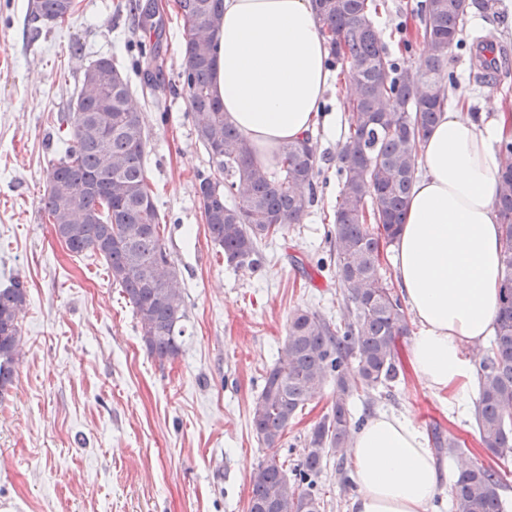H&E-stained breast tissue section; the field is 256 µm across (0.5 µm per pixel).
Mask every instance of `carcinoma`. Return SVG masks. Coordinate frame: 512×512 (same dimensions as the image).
<instances>
[{"label": "carcinoma", "instance_id": "1", "mask_svg": "<svg viewBox=\"0 0 512 512\" xmlns=\"http://www.w3.org/2000/svg\"><path fill=\"white\" fill-rule=\"evenodd\" d=\"M496 0H423L420 4L424 69L414 71L391 60L373 25V0H312L333 64L347 72L349 134L336 154L342 184L333 225L326 236L336 256V288L345 310L333 321L317 311L297 309L278 359L267 370L251 408L258 441L273 449L288 425L327 384L333 386L330 411L313 425L304 460L292 471L276 455L251 473L248 512H323L317 479L330 455L348 447L364 417L352 404L366 405L400 374L397 337L410 332L399 296L383 274L382 256L404 224L419 171L420 144L437 124L448 100L444 70L448 52L469 15L486 14ZM71 0H32L28 21L63 22ZM186 30L180 73L196 136L208 156V170L197 175L201 217L214 246L233 268L257 272L265 259L263 240L303 217L317 201L320 157L312 137L280 146L273 167L254 161L244 135L224 118L216 94V33L224 0H176ZM138 29L153 34L140 45L137 72L150 95L162 85L157 48L165 25L145 17L144 4L129 0ZM494 44L471 51L480 67ZM98 72L111 95L81 81L68 111L57 124L70 138L47 174L43 210L58 239L75 255L101 256L112 283L132 305L148 355L163 360L182 347L187 304L177 267L160 235V214L146 176L148 135L130 105L129 77L109 58L83 75ZM498 210L502 223L503 278L497 326L480 356L479 397L474 420L481 444L495 456L512 454V141L499 149ZM25 283L16 278L0 288V395L13 385L22 352L21 319ZM455 460L453 512H507L502 498L505 474L466 458L455 439L444 445Z\"/></svg>", "mask_w": 512, "mask_h": 512}]
</instances>
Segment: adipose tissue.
<instances>
[{"instance_id": "obj_1", "label": "adipose tissue", "mask_w": 512, "mask_h": 512, "mask_svg": "<svg viewBox=\"0 0 512 512\" xmlns=\"http://www.w3.org/2000/svg\"><path fill=\"white\" fill-rule=\"evenodd\" d=\"M215 89L224 117L272 164L278 147L317 126L335 128L322 106L330 84L329 46L311 0H224ZM512 135L494 121L444 112L423 142L422 175L392 247V267L419 329L414 372L452 407L470 409L477 365L467 346L492 336L502 280L496 209L498 145ZM353 512H429L441 473L410 419L374 413L353 435Z\"/></svg>"}]
</instances>
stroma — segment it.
Instances as JSON below:
<instances>
[{
    "label": "stroma",
    "mask_w": 512,
    "mask_h": 512,
    "mask_svg": "<svg viewBox=\"0 0 512 512\" xmlns=\"http://www.w3.org/2000/svg\"><path fill=\"white\" fill-rule=\"evenodd\" d=\"M121 2L75 0L70 18L34 38L24 27L28 0H0V286L18 276L28 289L23 353L13 386L0 395V512H247L253 467L273 453L286 468L299 464L312 425L332 403L324 389L274 452L251 428L252 404L292 311L342 314L324 228L340 190L336 151L348 135L346 76L333 69L326 93L335 134H313L322 168L317 204L265 242L262 273L234 269L195 201L207 155L179 78L186 32L174 0H163L157 63L165 84L154 96L133 72L131 18ZM420 2L384 0L373 17L390 58L412 68L425 59L421 48L404 50L420 24ZM483 37L512 52V0H501L497 13L470 16L462 47L448 55L446 73L468 94L470 114L489 119L512 90L476 81L467 46ZM103 57L130 76L149 135L146 168L161 235L187 303L184 344L169 360L146 353L104 261L70 253L41 208L46 174L68 137L53 118L75 98L85 67ZM411 344L399 337L402 373L377 409L408 417L425 438L464 441L471 456L505 471L512 502V456L487 453L473 420L425 388Z\"/></svg>",
    "instance_id": "35a3bbf8"
}]
</instances>
